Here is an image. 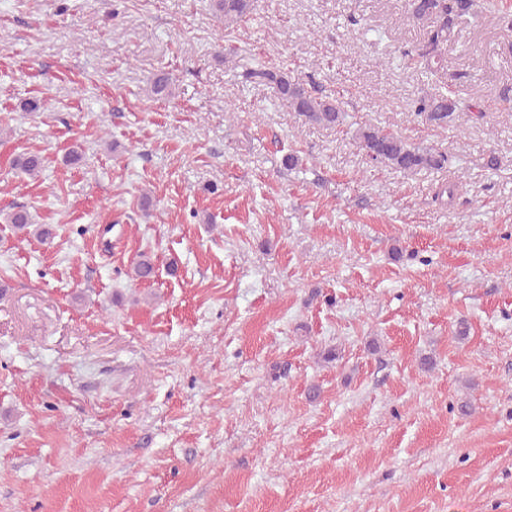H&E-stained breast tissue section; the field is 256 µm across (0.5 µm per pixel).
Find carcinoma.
<instances>
[{
  "label": "carcinoma",
  "mask_w": 512,
  "mask_h": 512,
  "mask_svg": "<svg viewBox=\"0 0 512 512\" xmlns=\"http://www.w3.org/2000/svg\"><path fill=\"white\" fill-rule=\"evenodd\" d=\"M207 4L213 13L224 17V27L227 30L243 21L253 10V0H207ZM472 5L473 0H408L410 17L418 23L427 24V32L424 42L418 48L404 52V56L430 71L442 68L448 42L451 40V25L454 20L469 15ZM245 77L274 85L279 97L288 102L290 109L305 124L335 128L345 121L342 102L317 94L285 72L258 67L248 71ZM412 112L440 128H446L448 124L464 117L469 121L482 118L480 112H461L460 102L444 95L416 99ZM354 138L369 162L404 174L436 170L448 163L447 154L411 143L396 133L386 132L375 126L357 129ZM12 166L36 178L42 170V160L33 153L23 154L13 160ZM6 220L25 233L31 228L28 214L23 211L6 214ZM33 235L42 239L49 235V230L41 225L33 229ZM132 271L138 281L151 279L154 275L152 258L144 253L140 254Z\"/></svg>",
  "instance_id": "carcinoma-1"
}]
</instances>
